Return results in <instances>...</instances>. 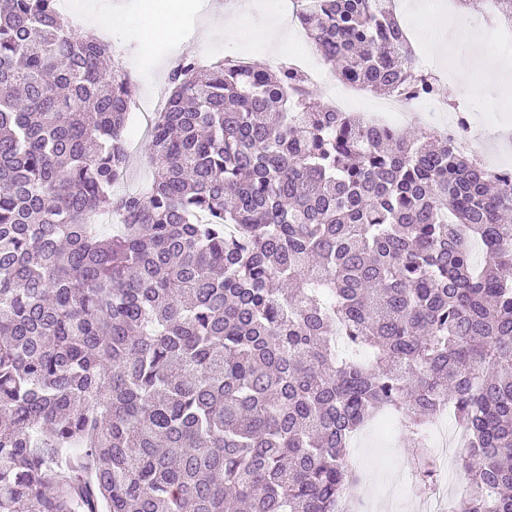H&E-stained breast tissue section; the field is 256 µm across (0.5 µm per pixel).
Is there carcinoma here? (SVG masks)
Returning a JSON list of instances; mask_svg holds the SVG:
<instances>
[{
  "instance_id": "carcinoma-1",
  "label": "carcinoma",
  "mask_w": 512,
  "mask_h": 512,
  "mask_svg": "<svg viewBox=\"0 0 512 512\" xmlns=\"http://www.w3.org/2000/svg\"><path fill=\"white\" fill-rule=\"evenodd\" d=\"M393 0H296L336 77L439 93ZM58 0H0V512H341L355 432L467 433L512 512V178L305 74L187 59L133 194V81ZM109 216L118 229L96 223Z\"/></svg>"
}]
</instances>
